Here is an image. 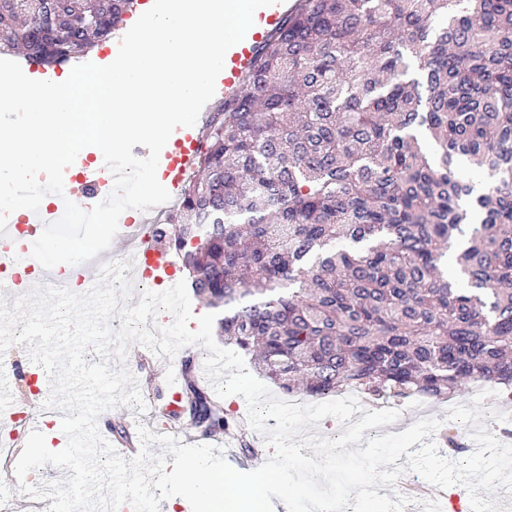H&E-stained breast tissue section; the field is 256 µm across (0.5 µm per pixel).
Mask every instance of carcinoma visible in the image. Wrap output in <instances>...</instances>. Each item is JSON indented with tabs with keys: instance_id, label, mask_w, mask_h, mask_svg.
<instances>
[{
	"instance_id": "cac0c4a2",
	"label": "carcinoma",
	"mask_w": 512,
	"mask_h": 512,
	"mask_svg": "<svg viewBox=\"0 0 512 512\" xmlns=\"http://www.w3.org/2000/svg\"><path fill=\"white\" fill-rule=\"evenodd\" d=\"M134 4L0 0V54L64 66ZM196 167L167 243L283 393L512 397V0H301ZM182 401L259 453L191 371Z\"/></svg>"
}]
</instances>
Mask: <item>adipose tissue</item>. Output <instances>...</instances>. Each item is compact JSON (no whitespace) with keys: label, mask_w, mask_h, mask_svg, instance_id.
<instances>
[{"label":"adipose tissue","mask_w":512,"mask_h":512,"mask_svg":"<svg viewBox=\"0 0 512 512\" xmlns=\"http://www.w3.org/2000/svg\"><path fill=\"white\" fill-rule=\"evenodd\" d=\"M186 491L197 498H205L209 512H268L263 494L266 485L278 483V473H260L251 485L237 483L233 472L213 477L205 459L199 458L185 463Z\"/></svg>","instance_id":"obj_1"}]
</instances>
